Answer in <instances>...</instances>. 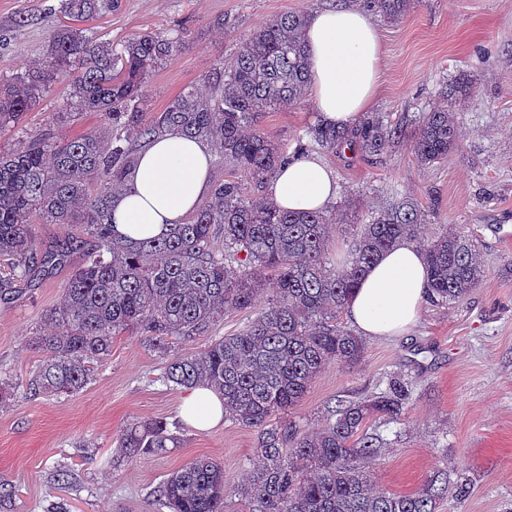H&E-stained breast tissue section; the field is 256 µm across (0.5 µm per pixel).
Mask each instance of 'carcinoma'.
<instances>
[{
	"label": "carcinoma",
	"mask_w": 512,
	"mask_h": 512,
	"mask_svg": "<svg viewBox=\"0 0 512 512\" xmlns=\"http://www.w3.org/2000/svg\"><path fill=\"white\" fill-rule=\"evenodd\" d=\"M398 21L412 0H357ZM119 0H62L63 13L87 21L116 10ZM304 11L277 15L254 29L230 58L216 61L199 85L185 87L163 110L148 108L152 77L185 44L179 34L147 32L117 50L86 30L63 24L36 67L0 82V128L15 124L39 103L58 75L76 71L63 106L75 118L99 116V125L63 142L29 136L0 152V258L9 262L0 293L29 283L37 270L67 264L80 247L65 241L45 248L35 224H75L89 241L70 273L63 302L44 321L53 331L36 337L43 352L29 395L70 396L86 387L93 365L112 351L114 337L138 331L149 347L167 357L161 376L171 389L207 386L224 398V415L257 432L255 463L248 482L224 485V465L195 458L154 490L167 512H225L228 498L244 512H436L464 481L439 469L420 493H375L369 462L381 452L365 432L375 413L403 414L408 382L394 377L386 391L364 401L340 400L333 420L315 433L277 420L295 406L329 366L359 363L366 340L341 314L368 268L383 252L415 240L423 212L403 197L360 225L345 260L329 258L336 210H281L260 195L277 169L290 160L285 148L255 129L258 115L284 102L302 100L309 89ZM168 133L206 143L224 160V180L185 224L142 241L122 240L108 223L112 193L133 168L137 146ZM310 141L328 152L349 150L376 159L403 135L390 115L373 112L354 127L321 120ZM453 107L423 113L413 152L425 167L456 150ZM429 296L452 302L483 279L485 264L473 237L447 230L424 246ZM275 288L265 311L238 331L194 353L172 352L170 340L191 342L209 334L218 317L248 309ZM180 438L164 419L132 422L119 448L128 459L163 456Z\"/></svg>",
	"instance_id": "1"
}]
</instances>
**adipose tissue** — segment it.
Segmentation results:
<instances>
[{"mask_svg": "<svg viewBox=\"0 0 512 512\" xmlns=\"http://www.w3.org/2000/svg\"><path fill=\"white\" fill-rule=\"evenodd\" d=\"M312 103L325 122L356 125L374 105L383 80V50L371 16L351 0L313 11L306 31ZM212 155L203 142L179 133L141 151L122 190L111 199L114 234L133 241L169 232L192 215L209 190ZM336 175L321 159L302 155L281 166L268 194L281 208L320 211L336 198ZM428 270L420 248L398 245L381 254L356 289L347 315L365 336L404 335L425 303ZM180 414L207 429L224 416V403L198 387L183 397Z\"/></svg>", "mask_w": 512, "mask_h": 512, "instance_id": "ef3b65f1", "label": "adipose tissue"}]
</instances>
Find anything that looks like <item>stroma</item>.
I'll return each mask as SVG.
<instances>
[{"instance_id":"stroma-1","label":"stroma","mask_w":512,"mask_h":512,"mask_svg":"<svg viewBox=\"0 0 512 512\" xmlns=\"http://www.w3.org/2000/svg\"><path fill=\"white\" fill-rule=\"evenodd\" d=\"M336 2L120 0L117 11L85 27L116 49L141 32H184V47L151 80L149 108L158 112L274 15ZM60 4L0 0V80L41 62L52 30L67 21ZM375 23L384 72L373 109L391 113L404 134L377 163L308 147L334 170L340 187L335 205L347 210L345 223L332 230L330 256H343L353 225L408 196L425 209L424 238L451 224L476 236L485 277L459 301L425 302L404 335L368 338L360 363L329 366L283 419L302 432L315 431L337 400L366 397L385 390L393 373L408 374L413 389L401 419L374 416L367 423L384 440L372 466L376 489L416 492L444 467L469 479L470 493L444 498L437 512H512V0H415L401 21L379 16ZM461 74L472 76L475 89L453 103L459 148L440 164L419 166L412 155L418 119L443 105L445 85ZM69 90V77H59L22 124L0 130V149L30 135L56 141L95 127L93 113L61 116ZM316 119L306 99L262 114L257 127L292 151ZM81 259L73 253L68 266L0 296V379L12 384L0 399V484L15 489L11 512H46L56 502L68 512H156L154 488L198 457L222 462L225 485H240L255 431L228 419L207 430L182 423L184 393L161 384L166 359L140 334L117 337L80 392L30 398L27 383L40 357L32 338ZM155 418L179 423V447L113 467L126 425ZM60 466L70 471L68 484L54 479Z\"/></svg>"}]
</instances>
